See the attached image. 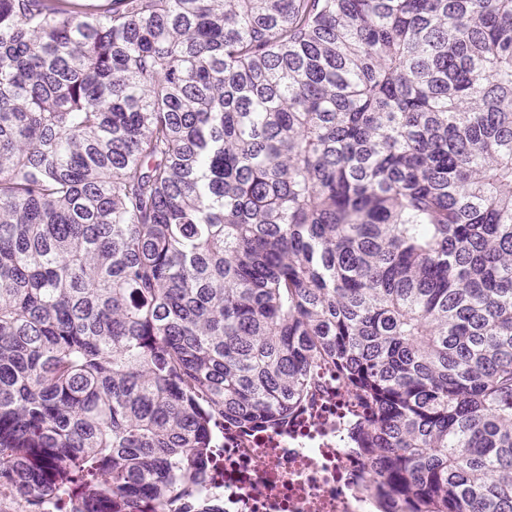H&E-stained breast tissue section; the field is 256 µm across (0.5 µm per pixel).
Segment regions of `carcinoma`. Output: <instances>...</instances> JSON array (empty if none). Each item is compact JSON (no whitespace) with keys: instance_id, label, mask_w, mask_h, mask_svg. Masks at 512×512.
Instances as JSON below:
<instances>
[{"instance_id":"obj_1","label":"carcinoma","mask_w":512,"mask_h":512,"mask_svg":"<svg viewBox=\"0 0 512 512\" xmlns=\"http://www.w3.org/2000/svg\"><path fill=\"white\" fill-rule=\"evenodd\" d=\"M322 372L512 512V0H0V512H224Z\"/></svg>"}]
</instances>
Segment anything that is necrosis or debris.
I'll return each instance as SVG.
<instances>
[{
	"label": "necrosis or debris",
	"instance_id": "4bbe7bcc",
	"mask_svg": "<svg viewBox=\"0 0 512 512\" xmlns=\"http://www.w3.org/2000/svg\"><path fill=\"white\" fill-rule=\"evenodd\" d=\"M346 394L328 375L292 424L224 439V470L210 485L224 512H374L359 493L362 465L344 450Z\"/></svg>",
	"mask_w": 512,
	"mask_h": 512
}]
</instances>
